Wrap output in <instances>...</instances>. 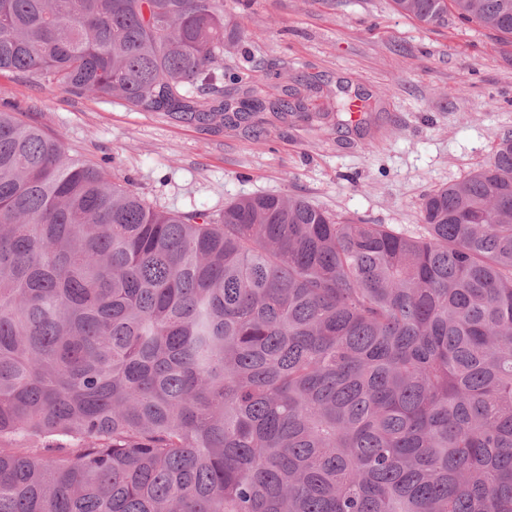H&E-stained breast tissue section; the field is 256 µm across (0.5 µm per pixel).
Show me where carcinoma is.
<instances>
[{
	"label": "carcinoma",
	"instance_id": "obj_1",
	"mask_svg": "<svg viewBox=\"0 0 512 512\" xmlns=\"http://www.w3.org/2000/svg\"><path fill=\"white\" fill-rule=\"evenodd\" d=\"M512 37V0H393ZM224 0H0V71L236 129ZM422 230L161 210L0 108V512H512V136Z\"/></svg>",
	"mask_w": 512,
	"mask_h": 512
}]
</instances>
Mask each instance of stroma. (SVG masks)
Wrapping results in <instances>:
<instances>
[{"label":"stroma","mask_w":512,"mask_h":512,"mask_svg":"<svg viewBox=\"0 0 512 512\" xmlns=\"http://www.w3.org/2000/svg\"><path fill=\"white\" fill-rule=\"evenodd\" d=\"M246 37L225 50L240 76L273 75L270 92L312 81L313 112L333 98L366 104L342 125L268 118L261 136L214 129L119 97L74 95L0 71V100L58 137L69 155L130 179L164 209L220 211L254 194L415 233L429 190L476 170L512 135V39L449 17L426 27L392 0H224Z\"/></svg>","instance_id":"obj_1"}]
</instances>
